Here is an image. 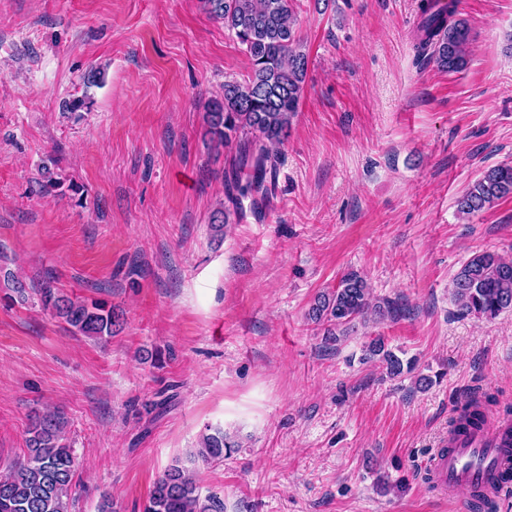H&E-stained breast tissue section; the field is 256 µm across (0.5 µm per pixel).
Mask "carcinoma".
Segmentation results:
<instances>
[{
    "mask_svg": "<svg viewBox=\"0 0 512 512\" xmlns=\"http://www.w3.org/2000/svg\"><path fill=\"white\" fill-rule=\"evenodd\" d=\"M208 12L224 21L251 64L242 82L227 81L224 93L207 105L205 124L210 141L235 150L229 199L266 189L267 175L276 171L275 146L288 135L298 112L308 58L295 25V0H202ZM459 0H420V23L414 49L417 58L435 63L445 72L468 65L470 30L458 17ZM512 195V165L485 170L457 200L458 210L473 214ZM455 301L463 315L492 319L512 309V260L485 251L471 256L452 278ZM44 305L66 322L73 333L94 340L112 336L120 317L101 301L91 303L58 294L51 283L40 289ZM401 309L392 301L374 303L366 281L356 272L343 274L333 288L320 292L309 310L316 323L335 328L357 318L395 320ZM366 358L375 359L391 377L413 370L386 348L378 337L366 346ZM492 397L466 398L452 422L460 438L481 428ZM61 413L37 414L26 438L27 452L0 476V512H70L75 461L63 435ZM238 444L221 431L203 437L199 456L206 462L231 457ZM215 495L201 497L194 473L173 465L158 478L145 512H223Z\"/></svg>",
    "mask_w": 512,
    "mask_h": 512,
    "instance_id": "cac0c4a2",
    "label": "carcinoma"
}]
</instances>
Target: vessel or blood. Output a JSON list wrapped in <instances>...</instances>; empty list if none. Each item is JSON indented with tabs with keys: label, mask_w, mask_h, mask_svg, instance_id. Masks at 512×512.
I'll list each match as a JSON object with an SVG mask.
<instances>
[{
	"label": "vessel or blood",
	"mask_w": 512,
	"mask_h": 512,
	"mask_svg": "<svg viewBox=\"0 0 512 512\" xmlns=\"http://www.w3.org/2000/svg\"><path fill=\"white\" fill-rule=\"evenodd\" d=\"M511 438L512 430L503 423L459 438L451 447L433 453L426 475L442 495H453L461 488L494 499L512 495V481L502 477L512 469V456L502 450Z\"/></svg>",
	"instance_id": "obj_1"
}]
</instances>
